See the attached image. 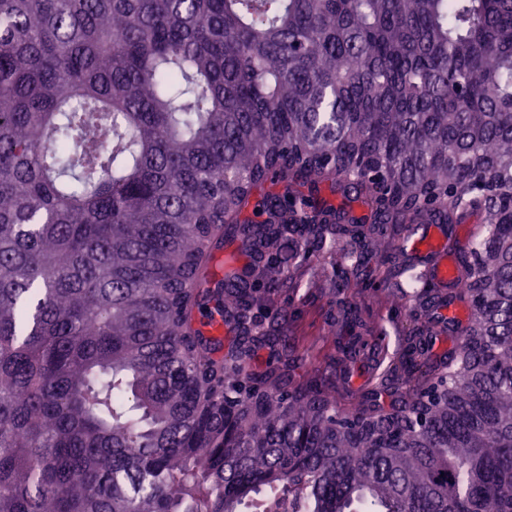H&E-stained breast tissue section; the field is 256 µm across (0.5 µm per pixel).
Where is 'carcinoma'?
Listing matches in <instances>:
<instances>
[{
  "instance_id": "1",
  "label": "carcinoma",
  "mask_w": 512,
  "mask_h": 512,
  "mask_svg": "<svg viewBox=\"0 0 512 512\" xmlns=\"http://www.w3.org/2000/svg\"><path fill=\"white\" fill-rule=\"evenodd\" d=\"M325 181L487 233L400 416L245 369ZM258 224L241 219L254 191ZM306 188L303 193L300 188ZM250 258L208 287L212 251ZM204 308L236 350L192 327ZM512 512V0H0V512Z\"/></svg>"
}]
</instances>
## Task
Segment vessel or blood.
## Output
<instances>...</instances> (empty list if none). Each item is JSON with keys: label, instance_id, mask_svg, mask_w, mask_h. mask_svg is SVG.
Here are the masks:
<instances>
[{"label": "vessel or blood", "instance_id": "obj_1", "mask_svg": "<svg viewBox=\"0 0 512 512\" xmlns=\"http://www.w3.org/2000/svg\"><path fill=\"white\" fill-rule=\"evenodd\" d=\"M473 237V232H460L455 225L421 224L411 238L402 242L409 259L428 269L441 292L440 302L428 316L431 339L424 345L441 366L446 364L470 323V313L464 308V275L456 255L468 248Z\"/></svg>", "mask_w": 512, "mask_h": 512}]
</instances>
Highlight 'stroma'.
<instances>
[{"instance_id":"1","label":"stroma","mask_w":512,"mask_h":512,"mask_svg":"<svg viewBox=\"0 0 512 512\" xmlns=\"http://www.w3.org/2000/svg\"><path fill=\"white\" fill-rule=\"evenodd\" d=\"M283 284L260 312L272 333L287 337V347H262L250 361L260 370L289 369L293 378L319 374L344 407L366 402L373 410L389 408L396 397L373 382L375 398L349 386L339 363L338 345L349 336V322L359 317L375 341L370 357L390 367L407 347V336L421 321L415 301L402 298L401 277L388 263H337L334 255L305 248L302 240L286 236L280 246Z\"/></svg>"}]
</instances>
